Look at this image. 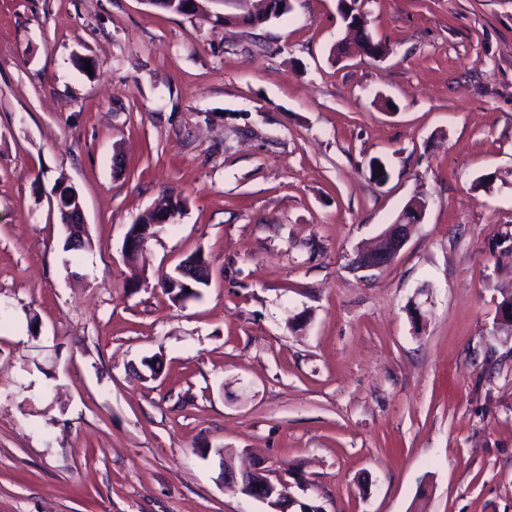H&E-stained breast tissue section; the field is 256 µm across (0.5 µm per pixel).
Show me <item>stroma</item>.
<instances>
[{"label": "stroma", "mask_w": 512, "mask_h": 512, "mask_svg": "<svg viewBox=\"0 0 512 512\" xmlns=\"http://www.w3.org/2000/svg\"><path fill=\"white\" fill-rule=\"evenodd\" d=\"M358 8L385 57L335 55L337 0L256 27L0 0V512H263L221 449L320 512H512V0ZM415 199L397 257L356 268ZM196 252L210 285L174 302ZM155 219V213L150 212L145 216L140 217L142 224H137V230L135 233H131L128 237L125 236L123 244V256L128 259V255L131 253L143 254L146 251L147 244L155 234H151V231L161 224H149Z\"/></svg>", "instance_id": "35a3bbf8"}]
</instances>
